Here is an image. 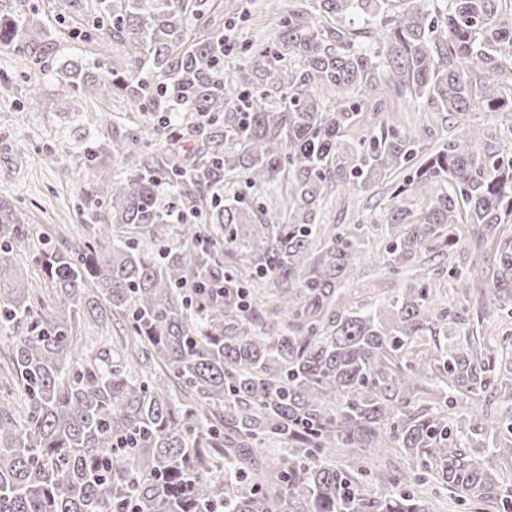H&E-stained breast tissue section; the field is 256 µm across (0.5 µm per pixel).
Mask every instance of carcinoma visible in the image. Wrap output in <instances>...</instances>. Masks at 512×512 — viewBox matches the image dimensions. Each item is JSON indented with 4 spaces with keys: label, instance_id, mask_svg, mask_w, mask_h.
Here are the masks:
<instances>
[{
    "label": "carcinoma",
    "instance_id": "1",
    "mask_svg": "<svg viewBox=\"0 0 512 512\" xmlns=\"http://www.w3.org/2000/svg\"><path fill=\"white\" fill-rule=\"evenodd\" d=\"M315 2L239 47L218 23L249 21L252 0H92L79 35L123 46L127 67L58 68V97L119 98L146 124L112 140L113 158L135 157L122 176L83 155L95 244L33 253V226L0 197V512H438L433 481L512 512L490 465L512 462V332L475 327L512 320V155L473 124L429 151L426 130L344 140L350 95L379 85L452 118L512 112V3L450 0L439 19L425 0ZM18 3L0 44L40 65L45 28ZM360 10L380 17L371 53L345 27ZM407 166L380 223L312 222L336 186L370 191ZM241 181L253 196L224 198ZM443 182L427 209L400 206ZM464 225L476 261L493 255L479 278L452 262ZM370 228L386 245L362 252ZM358 259L406 278L395 300L342 293ZM446 277L464 296L484 286L477 323ZM87 317L120 327L112 360L76 352ZM499 397L505 410L480 413ZM371 481L396 492H361Z\"/></svg>",
    "mask_w": 512,
    "mask_h": 512
}]
</instances>
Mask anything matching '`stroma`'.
I'll use <instances>...</instances> for the list:
<instances>
[{
    "label": "stroma",
    "mask_w": 512,
    "mask_h": 512,
    "mask_svg": "<svg viewBox=\"0 0 512 512\" xmlns=\"http://www.w3.org/2000/svg\"><path fill=\"white\" fill-rule=\"evenodd\" d=\"M89 0H76L66 18H59L51 0H39L38 21L49 33V57L54 64L84 60L102 68L126 57L113 45L108 56L95 55L91 46L72 33L88 22ZM52 70L26 66L10 47L0 45V197L12 201L25 223L33 225L34 247L51 241L57 247H74L94 239L96 226L88 218L84 195L95 179L84 167L79 147H92L113 172L125 170L108 153L113 137L137 118L128 102H114L113 120L98 116L99 105L75 98L63 108L54 94ZM359 116L344 133L348 142L370 140L380 127L426 129L435 137L453 134L447 113L415 100L404 102L385 87L359 95ZM387 196L381 189L353 194L337 193L321 201L314 212L319 224H371L376 222Z\"/></svg>",
    "instance_id": "1"
}]
</instances>
